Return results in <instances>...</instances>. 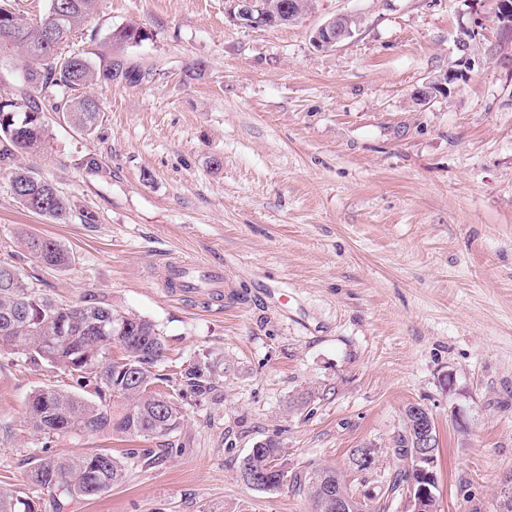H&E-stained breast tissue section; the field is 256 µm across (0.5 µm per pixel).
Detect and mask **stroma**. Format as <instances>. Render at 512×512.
<instances>
[{"instance_id":"stroma-1","label":"stroma","mask_w":512,"mask_h":512,"mask_svg":"<svg viewBox=\"0 0 512 512\" xmlns=\"http://www.w3.org/2000/svg\"><path fill=\"white\" fill-rule=\"evenodd\" d=\"M494 0H311L298 22L248 29L233 0H96L68 51L121 47L148 77L91 85L93 134L48 113L29 163L69 200L65 223L23 209L0 177V260L64 303L98 298L155 322L165 372L224 358L215 391L185 393L165 438L45 437L26 399L69 379L0 351V488L22 487L43 448L150 450L157 462L67 512H313L304 491L239 477L278 437L286 468L328 465L353 494L381 496L399 467L407 405L440 441L439 512H495L512 475V36ZM359 18L329 51L312 32ZM468 55L456 48L466 33ZM199 63L197 71L188 66ZM448 96L413 93L450 68ZM97 155L89 172L78 159ZM46 236L74 263L42 266L20 242ZM224 270L221 296L178 294L162 269ZM370 446L358 471L353 449Z\"/></svg>"}]
</instances>
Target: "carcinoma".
<instances>
[{
  "label": "carcinoma",
  "mask_w": 512,
  "mask_h": 512,
  "mask_svg": "<svg viewBox=\"0 0 512 512\" xmlns=\"http://www.w3.org/2000/svg\"><path fill=\"white\" fill-rule=\"evenodd\" d=\"M95 0H51L45 18L54 33L52 40L40 38L36 27L27 24L8 3L0 4V31H10L11 40L0 44V54L17 51L26 58L23 73L30 92L20 98L0 96V176L9 180L17 202L27 210L62 224L70 203L33 168L19 162L21 154H37L47 138L46 115L62 113L80 132L96 129L102 112L92 96L75 91L89 85L124 82L135 86L149 72L119 56H107L95 64L83 54L63 51V44L82 27ZM145 31L127 25L112 35L114 45L137 44ZM23 241L41 264L65 269L73 254L60 242L26 235ZM122 345V357L113 355L115 343ZM0 350H7L31 364L47 363L71 377L86 391L45 386L28 399L31 425L48 436L59 433L111 434L117 437L155 438L173 433L183 419L174 395L158 389L169 381L157 368L164 358L162 334L154 322L126 314L97 299L81 304H63L22 279L16 267L0 260ZM224 374L221 358L205 355L183 367L178 385L194 394H203ZM410 404L404 411V430L394 455L405 456L415 447L419 419ZM284 448L274 437L255 444L243 458L240 471L256 480L255 489L275 493L283 486L286 467ZM135 452L128 449L118 457L105 449L74 455L48 453L31 457L25 490H0V512H44L48 497L51 512H66L71 502L91 499L90 486L102 484L110 490L125 481L129 461ZM345 479L332 467H319L303 476H294L298 488L307 489L314 512H330L323 507L328 484ZM419 475L411 467L396 472L385 489V500L376 512H386L390 503Z\"/></svg>",
  "instance_id": "obj_1"
}]
</instances>
